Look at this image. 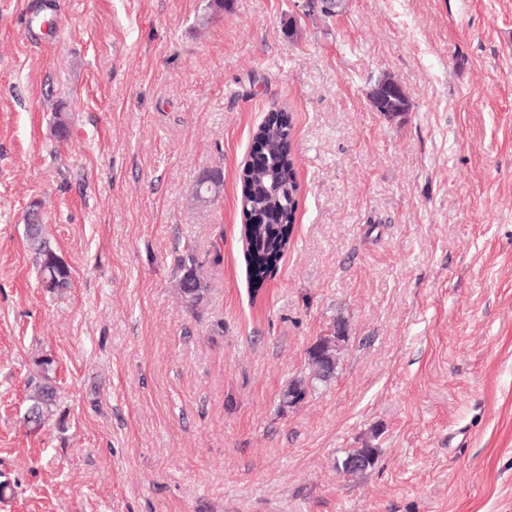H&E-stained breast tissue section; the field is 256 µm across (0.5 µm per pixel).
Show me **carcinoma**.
<instances>
[{"instance_id":"1","label":"carcinoma","mask_w":512,"mask_h":512,"mask_svg":"<svg viewBox=\"0 0 512 512\" xmlns=\"http://www.w3.org/2000/svg\"><path fill=\"white\" fill-rule=\"evenodd\" d=\"M293 125L284 112L269 114L257 128L254 139L263 143L262 160L256 166L242 170L240 206L245 219V261L251 292L257 293L272 278L288 250L298 210L297 169L292 153ZM27 243L37 260L40 279L52 284L51 291L59 294L70 286L71 269L53 249L39 226L28 233ZM180 272L179 287L187 304L197 306L204 298L207 284L201 275V265L194 249L186 247L176 258ZM345 322L333 324V330L318 337L307 350L305 372L293 378L283 394V403L292 407L311 395L317 385L336 375L337 357L346 342ZM39 377L31 380L26 395L30 423L39 428L57 409V389L49 376L53 361L42 359ZM378 449L369 444L352 448L342 461L343 472L358 478L371 468Z\"/></svg>"}]
</instances>
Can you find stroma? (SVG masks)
Wrapping results in <instances>:
<instances>
[{
    "mask_svg": "<svg viewBox=\"0 0 512 512\" xmlns=\"http://www.w3.org/2000/svg\"><path fill=\"white\" fill-rule=\"evenodd\" d=\"M52 2L0 0V512H512V0ZM31 7L55 29L23 34ZM385 75L409 112L372 107ZM279 111L299 205L254 295L240 174ZM340 318L335 378L283 408ZM27 243L37 260L41 281L46 279L52 284L50 291L59 294L64 289L69 288L71 269L53 249L48 238L45 237L43 224L39 225L34 231L28 232ZM176 266L180 272L179 287L187 304L197 306L204 298L208 286L201 275V265L191 246L176 258ZM38 379H31L29 391L26 395L27 409L31 412L29 425L39 428L46 418L54 414L57 409V389L49 376L53 361L49 358L42 359ZM377 455V448H373L369 444L363 445L362 448H352L346 452L345 458L342 461L343 472L348 476L358 478L374 465ZM353 457H363L367 463L361 468L349 470L347 462Z\"/></svg>",
    "mask_w": 512,
    "mask_h": 512,
    "instance_id": "35a3bbf8",
    "label": "stroma"
}]
</instances>
